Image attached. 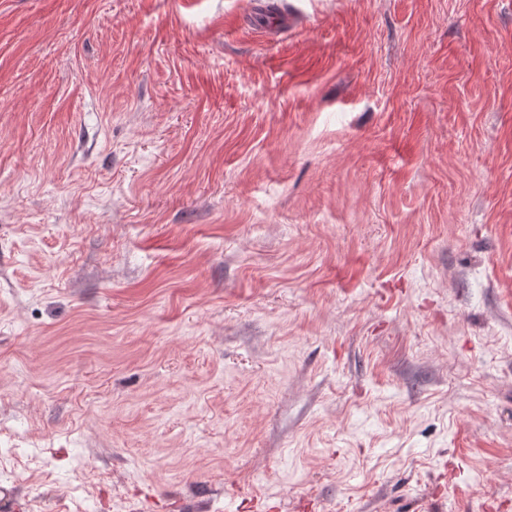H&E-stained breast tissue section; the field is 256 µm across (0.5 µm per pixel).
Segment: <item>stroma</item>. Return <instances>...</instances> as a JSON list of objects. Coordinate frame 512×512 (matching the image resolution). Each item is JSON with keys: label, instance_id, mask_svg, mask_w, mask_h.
I'll return each mask as SVG.
<instances>
[{"label": "stroma", "instance_id": "stroma-1", "mask_svg": "<svg viewBox=\"0 0 512 512\" xmlns=\"http://www.w3.org/2000/svg\"><path fill=\"white\" fill-rule=\"evenodd\" d=\"M0 0L7 512H512V0Z\"/></svg>", "mask_w": 512, "mask_h": 512}]
</instances>
